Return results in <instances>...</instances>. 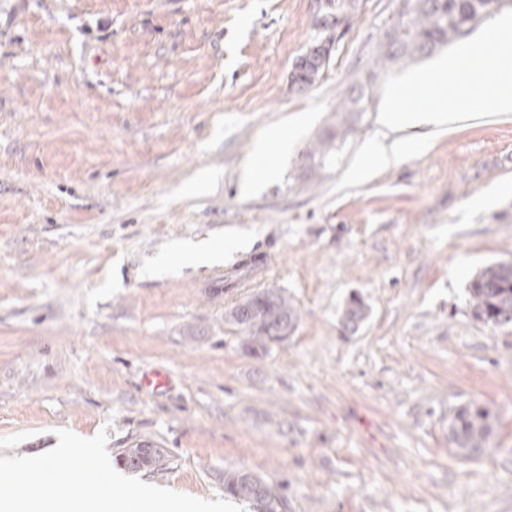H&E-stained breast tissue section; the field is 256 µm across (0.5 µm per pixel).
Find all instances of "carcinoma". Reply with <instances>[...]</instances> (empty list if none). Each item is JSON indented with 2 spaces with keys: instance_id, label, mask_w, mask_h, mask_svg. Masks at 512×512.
Wrapping results in <instances>:
<instances>
[{
  "instance_id": "cac0c4a2",
  "label": "carcinoma",
  "mask_w": 512,
  "mask_h": 512,
  "mask_svg": "<svg viewBox=\"0 0 512 512\" xmlns=\"http://www.w3.org/2000/svg\"><path fill=\"white\" fill-rule=\"evenodd\" d=\"M500 0H402L386 41L381 45L370 76L375 77L391 66L419 55H427L469 33L479 22L499 7ZM369 99L364 91L350 98L336 110V126L307 152L312 166L322 168L333 150L343 146L356 117L368 111ZM473 316L495 326H512V263H497L476 273L469 287ZM253 324H236L247 332L249 349L256 353L262 329L284 325L295 327L298 316L286 298L275 292L270 300H246ZM365 318L359 298L345 310L348 325ZM497 415L488 407L471 403L461 408L448 422V439L457 456L481 457L494 437ZM224 492L253 504L254 512H275L274 502L282 499L275 489L258 476L246 478L239 470L224 472Z\"/></svg>"
}]
</instances>
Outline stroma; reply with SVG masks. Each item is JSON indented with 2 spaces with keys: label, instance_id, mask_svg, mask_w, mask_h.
Here are the masks:
<instances>
[{
  "label": "stroma",
  "instance_id": "stroma-1",
  "mask_svg": "<svg viewBox=\"0 0 512 512\" xmlns=\"http://www.w3.org/2000/svg\"><path fill=\"white\" fill-rule=\"evenodd\" d=\"M339 2L335 29L326 0H0V456L103 430L114 469L155 441L165 465L137 478L195 497H223L232 469L288 512H512V326L477 320L467 293L512 263V116L333 192L379 129L368 70L400 8ZM324 42L322 76L296 90L294 62ZM362 88L342 154L310 169ZM286 124L279 175L247 188L249 155ZM229 234L249 249L152 270ZM268 289L299 319L255 355L228 314ZM472 402L497 427L467 460L448 419Z\"/></svg>",
  "mask_w": 512,
  "mask_h": 512
}]
</instances>
